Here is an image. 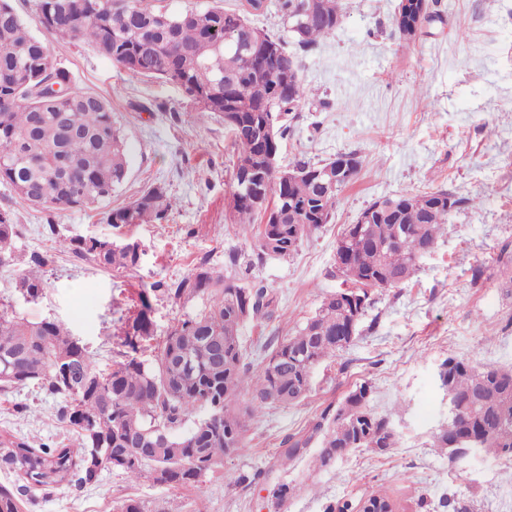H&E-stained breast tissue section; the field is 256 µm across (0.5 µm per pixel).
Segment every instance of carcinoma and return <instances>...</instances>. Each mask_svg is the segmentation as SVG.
Returning a JSON list of instances; mask_svg holds the SVG:
<instances>
[{"mask_svg": "<svg viewBox=\"0 0 512 512\" xmlns=\"http://www.w3.org/2000/svg\"><path fill=\"white\" fill-rule=\"evenodd\" d=\"M222 0L206 10L170 12L156 0H36L41 25L51 34L91 46L133 74L170 83L200 112L224 123L231 136L232 210L236 223L261 219L257 259H288L303 241L330 223L339 194L360 168L347 154L292 167L271 166L291 130V113L306 100L298 57L284 40L252 26L244 12ZM278 11L299 47H315L343 18L342 0H278ZM60 86L56 93L45 83ZM58 162V172L49 171ZM126 140L108 100L72 86L49 46L27 30L11 0H0V184L23 202L49 212L90 208L112 196L128 174ZM469 203L455 193L406 192L375 200L373 224H349L336 245V272L351 283L321 302L292 336L263 347V366L252 371L240 336L249 321L269 320L274 294L249 279L229 253V275L203 261L185 277L156 281L139 292L140 308L122 342V360L97 367L59 323L29 322L0 306V393L33 384L59 397V417L76 436L73 448L57 442L33 446L0 430V464L23 484L0 485V512H20V496L63 484L97 483L117 469L173 488L194 487L224 457L246 448V415L270 403L290 405L310 391L313 369L348 347L360 321L348 296L370 307V288L409 280L419 259L448 230L452 212ZM171 202L161 184L146 188L108 216L112 224L167 219ZM16 225L0 212V267H22L15 287L36 300L46 287L45 252L22 253ZM71 253L110 272L138 267L141 244L125 239L79 238ZM174 303L209 297L203 310L177 320L155 342L150 299ZM154 352L150 360L146 351ZM442 386L463 409L453 431L440 430L433 447L463 454L470 437L480 451L512 457V368H477L450 356L439 366ZM360 385L339 405L329 404L305 432L281 442L286 463L318 445L317 461L331 468L360 448L384 454L397 439L388 418L368 406Z\"/></svg>", "mask_w": 512, "mask_h": 512, "instance_id": "carcinoma-1", "label": "carcinoma"}]
</instances>
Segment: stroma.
Masks as SVG:
<instances>
[{"mask_svg":"<svg viewBox=\"0 0 512 512\" xmlns=\"http://www.w3.org/2000/svg\"><path fill=\"white\" fill-rule=\"evenodd\" d=\"M277 3L263 0L254 11L246 0H224L254 26L283 37L302 61L307 98L278 165L354 152L362 169L340 193L331 223L294 258L260 262L257 227L242 229L229 208L232 152L223 123L196 112L176 87L121 70L83 42L51 41L34 0H13L32 34L50 41L73 85L110 102L126 136L129 170L111 198L84 210L51 213L0 185V209L12 214L19 249L52 257L34 301L16 290L17 269L0 268V301L9 313L62 324L108 370L138 309L141 284L182 278L203 257L225 271L234 249L278 300L272 319L243 327L246 345L254 347L295 334L325 296L342 288L336 241L375 199L445 188L472 205L453 213L412 278L371 289L356 339L315 367L308 396L249 418L246 451L225 458L198 486L135 482L112 470L91 486L24 496L22 512H114L125 497L140 500L145 512H324L374 492L391 497L400 512H512V458L452 461L433 446L448 419L440 363L453 356L477 367H512V0H429L430 16L410 40L393 30L397 0H343L341 25L309 50L297 45ZM152 184L165 185L173 202L167 221L108 223L112 209ZM88 237L138 240L139 266L115 277L58 248ZM364 383L370 409L388 417L397 446L382 455L349 453L329 469L314 468L309 452L280 467L281 440L312 426L325 406ZM60 404L31 385L0 394V428L36 444L61 440L67 427L58 419ZM257 470L264 476L254 484L227 481ZM280 483L295 492L276 508L269 492Z\"/></svg>","mask_w":512,"mask_h":512,"instance_id":"obj_1","label":"stroma"}]
</instances>
